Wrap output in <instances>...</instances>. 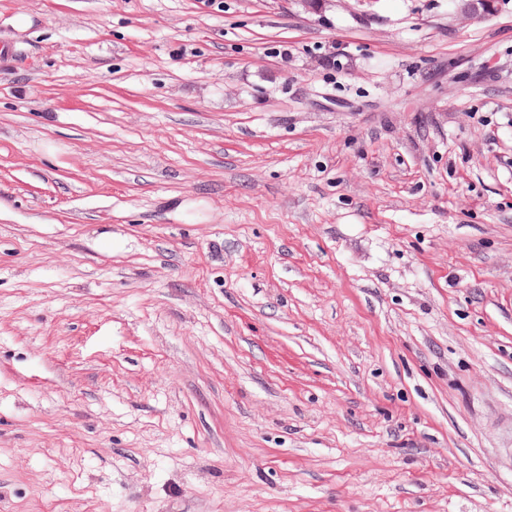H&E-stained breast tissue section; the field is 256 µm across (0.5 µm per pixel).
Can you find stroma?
Masks as SVG:
<instances>
[{"mask_svg": "<svg viewBox=\"0 0 512 512\" xmlns=\"http://www.w3.org/2000/svg\"><path fill=\"white\" fill-rule=\"evenodd\" d=\"M0 512H512V0H0Z\"/></svg>", "mask_w": 512, "mask_h": 512, "instance_id": "1", "label": "stroma"}]
</instances>
